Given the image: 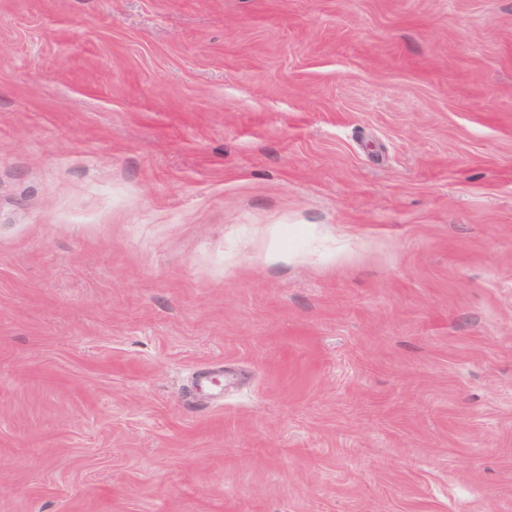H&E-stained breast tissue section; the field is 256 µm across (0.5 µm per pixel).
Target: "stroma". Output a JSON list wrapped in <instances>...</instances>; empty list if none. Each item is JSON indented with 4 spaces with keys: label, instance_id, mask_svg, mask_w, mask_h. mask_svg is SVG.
Listing matches in <instances>:
<instances>
[{
    "label": "stroma",
    "instance_id": "stroma-1",
    "mask_svg": "<svg viewBox=\"0 0 512 512\" xmlns=\"http://www.w3.org/2000/svg\"><path fill=\"white\" fill-rule=\"evenodd\" d=\"M0 512H512V0H0Z\"/></svg>",
    "mask_w": 512,
    "mask_h": 512
}]
</instances>
